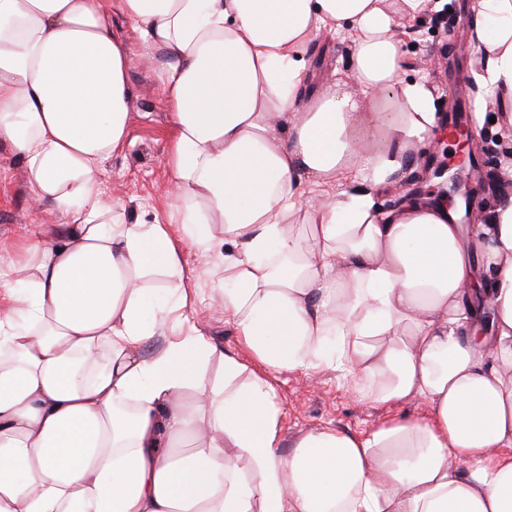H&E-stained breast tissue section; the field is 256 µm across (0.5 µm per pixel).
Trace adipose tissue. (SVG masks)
<instances>
[{
  "instance_id": "obj_1",
  "label": "adipose tissue",
  "mask_w": 512,
  "mask_h": 512,
  "mask_svg": "<svg viewBox=\"0 0 512 512\" xmlns=\"http://www.w3.org/2000/svg\"><path fill=\"white\" fill-rule=\"evenodd\" d=\"M432 7L120 0L170 109L172 205L224 266L242 346L432 411L286 456L271 383L183 329L166 224L103 196L132 98L109 0H0V144L73 224L0 278V512H512V197L471 226L441 200L376 202L439 125L429 81L402 75L401 23ZM475 8L478 79L512 107V0ZM324 31L348 35L351 77L310 94Z\"/></svg>"
}]
</instances>
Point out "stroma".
<instances>
[{
  "label": "stroma",
  "instance_id": "obj_1",
  "mask_svg": "<svg viewBox=\"0 0 512 512\" xmlns=\"http://www.w3.org/2000/svg\"><path fill=\"white\" fill-rule=\"evenodd\" d=\"M476 0H445L441 9L431 10L404 22L406 45L403 75L408 79L428 78L441 100L440 112H447L446 99L455 95L458 102L471 104L477 96H491L475 79L480 53L470 36L467 19ZM348 40L344 35H321L308 49L311 89L332 79L349 78ZM454 59L445 69L444 58ZM438 61L434 71L424 72L425 61ZM132 88L129 142L104 164V196L125 206L128 220L142 215L158 216L167 223L175 238H182L184 227L173 214L168 196L171 181L165 163L170 135V116L152 63L136 56L129 72ZM475 136L488 147L487 182L472 186L477 210H485L496 199L512 197V122L506 118L470 120ZM66 215L50 206H37L32 200L28 176L20 159L8 150H0V271L14 273L25 247L33 240L56 238L67 224ZM186 285L191 305L186 310L187 327L198 329L214 344L236 350L238 343L231 321L219 306L215 284L223 270L191 246L183 248ZM271 383L282 412L283 453H291L304 434L332 427L338 431L363 434L376 424L395 416L426 420L430 409L426 402L414 400L402 404L366 403L354 396L342 376L332 370L272 373Z\"/></svg>",
  "mask_w": 512,
  "mask_h": 512
}]
</instances>
